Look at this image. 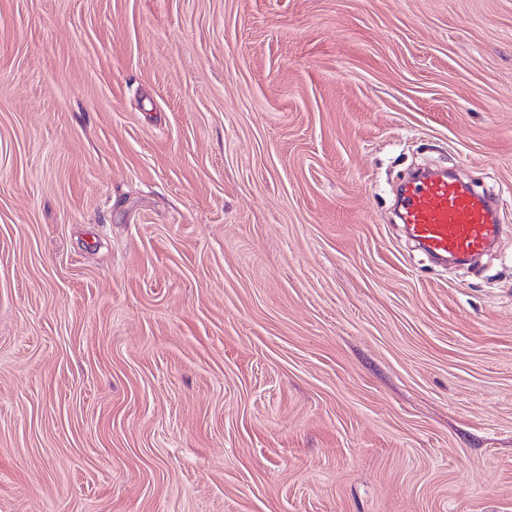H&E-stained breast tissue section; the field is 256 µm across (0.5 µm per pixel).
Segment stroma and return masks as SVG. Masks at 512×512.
Here are the masks:
<instances>
[{
	"mask_svg": "<svg viewBox=\"0 0 512 512\" xmlns=\"http://www.w3.org/2000/svg\"><path fill=\"white\" fill-rule=\"evenodd\" d=\"M0 512H512V0H0ZM399 219L428 257L445 261L485 253L499 232L496 199L446 170L422 173L404 185Z\"/></svg>",
	"mask_w": 512,
	"mask_h": 512,
	"instance_id": "stroma-1",
	"label": "stroma"
}]
</instances>
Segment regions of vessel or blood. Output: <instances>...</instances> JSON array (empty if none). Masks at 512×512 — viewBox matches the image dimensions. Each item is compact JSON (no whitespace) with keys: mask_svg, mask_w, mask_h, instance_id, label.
<instances>
[{"mask_svg":"<svg viewBox=\"0 0 512 512\" xmlns=\"http://www.w3.org/2000/svg\"><path fill=\"white\" fill-rule=\"evenodd\" d=\"M399 219L428 257L441 260L479 256L499 232L496 199L444 170L420 174L404 185Z\"/></svg>","mask_w":512,"mask_h":512,"instance_id":"b4317fda","label":"vessel or blood"}]
</instances>
